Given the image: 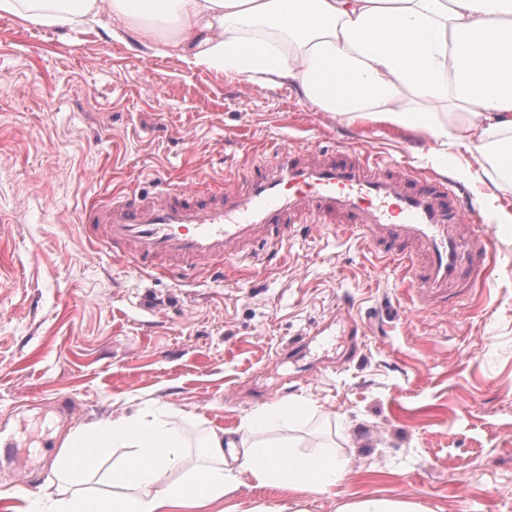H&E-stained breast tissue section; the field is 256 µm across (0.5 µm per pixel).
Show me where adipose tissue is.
<instances>
[{"instance_id":"ef3b65f1","label":"adipose tissue","mask_w":512,"mask_h":512,"mask_svg":"<svg viewBox=\"0 0 512 512\" xmlns=\"http://www.w3.org/2000/svg\"><path fill=\"white\" fill-rule=\"evenodd\" d=\"M0 15L72 29L114 18L115 41L133 33L144 46L178 50L188 66L288 85L349 126L417 131L428 159L476 180L490 174L488 200L512 192V0H0ZM456 144L467 161L449 153ZM307 412L298 401L262 406L234 438L212 432L190 470L169 412L74 431L53 468L69 493L16 489L13 512H208L244 474L260 487L335 493L347 474L335 447L304 453L293 438H262ZM110 448L126 454L105 489L82 494Z\"/></svg>"}]
</instances>
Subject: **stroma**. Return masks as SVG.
I'll return each mask as SVG.
<instances>
[{
    "mask_svg": "<svg viewBox=\"0 0 512 512\" xmlns=\"http://www.w3.org/2000/svg\"><path fill=\"white\" fill-rule=\"evenodd\" d=\"M418 132L349 126L288 86L189 67L103 28L33 29L0 16V512L46 480L68 434L161 406L187 438H232L262 405L298 399L281 428L349 461L336 494L243 479L224 512H337L346 498H404L425 512H512V226L484 187L424 158ZM364 146L466 188L491 231L493 274L442 313L404 303V280L356 238L310 225L262 261L182 280L92 252L90 202L228 183L277 149ZM349 303L351 338L336 320ZM301 337L307 355L288 354Z\"/></svg>",
    "mask_w": 512,
    "mask_h": 512,
    "instance_id": "35a3bbf8",
    "label": "stroma"
}]
</instances>
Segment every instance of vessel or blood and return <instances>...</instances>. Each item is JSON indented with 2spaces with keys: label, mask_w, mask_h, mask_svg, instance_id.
I'll list each match as a JSON object with an SVG mask.
<instances>
[{
  "label": "vessel or blood",
  "mask_w": 512,
  "mask_h": 512,
  "mask_svg": "<svg viewBox=\"0 0 512 512\" xmlns=\"http://www.w3.org/2000/svg\"><path fill=\"white\" fill-rule=\"evenodd\" d=\"M311 219L355 234L399 268L407 298L423 310L448 308L488 269L490 233L465 223L452 183L363 147L289 149L273 163L250 165L229 186L119 192L85 206L82 231L93 247L143 271L220 276Z\"/></svg>",
  "instance_id": "b4317fda"
}]
</instances>
